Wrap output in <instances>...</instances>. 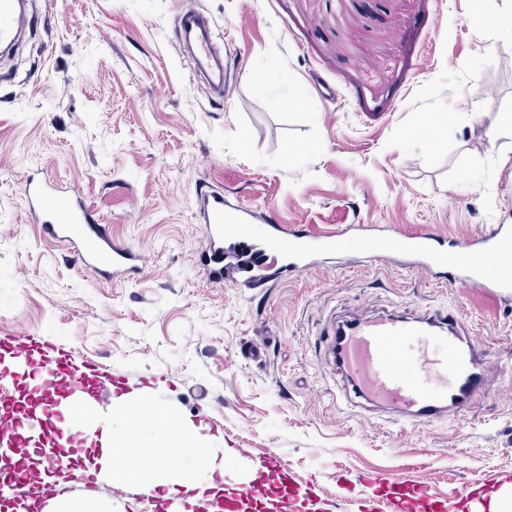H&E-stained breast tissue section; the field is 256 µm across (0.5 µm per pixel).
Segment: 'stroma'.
<instances>
[{
    "instance_id": "obj_1",
    "label": "stroma",
    "mask_w": 512,
    "mask_h": 512,
    "mask_svg": "<svg viewBox=\"0 0 512 512\" xmlns=\"http://www.w3.org/2000/svg\"><path fill=\"white\" fill-rule=\"evenodd\" d=\"M189 9L236 52L228 97L175 49ZM29 12L20 46L0 54V339L55 343L206 425L225 492L274 454L325 499L406 473L441 498L485 481L448 512H490L512 484V298L340 256L259 288L215 285L195 201L206 185L316 234L386 224L465 241L512 225V133L485 134L512 108V0H491L488 24L471 0H29ZM282 73L306 88L305 110L259 91ZM437 109L436 144L409 136ZM36 169L144 253L138 277L102 279L33 224L22 181ZM448 308L492 348L475 407L414 427L346 403L327 326ZM67 485L112 512L157 505L73 470Z\"/></svg>"
}]
</instances>
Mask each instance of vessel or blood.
<instances>
[{
  "label": "vessel or blood",
  "instance_id": "1",
  "mask_svg": "<svg viewBox=\"0 0 512 512\" xmlns=\"http://www.w3.org/2000/svg\"><path fill=\"white\" fill-rule=\"evenodd\" d=\"M30 24L24 0H0L1 47L11 48ZM181 29L192 62L205 71L211 90L224 94L230 49L216 38L203 13L185 14ZM23 198L35 223L50 238L68 244L82 267L108 279H132L141 273V252L113 239L107 225L98 223L81 199L35 175L25 179ZM198 222L207 241L201 263L216 284L252 288L265 282L269 270L281 275L309 271L317 267L321 254L336 246L335 236L286 228L214 189L198 195ZM357 232L373 242L380 256H400L407 267L419 270H447L452 285L472 286L495 297L512 296V272L492 273L483 265L487 259L512 257L511 224L449 244L432 231L399 237L389 227L362 224ZM327 341L348 402L369 413H398L410 425L470 410L487 386L491 349L468 331L454 309L419 317H354L330 325ZM0 353L24 358L29 371L41 375L46 391L62 386L77 397L104 384L96 368L76 363L71 355L31 336L0 340ZM260 467L259 478L225 495L214 512H266L271 505L277 512H291L295 500L309 496V489L296 484L278 456L265 457ZM383 488L394 500L395 512H446L441 501L405 478L385 482ZM54 491L36 476L11 488L13 496L31 501Z\"/></svg>",
  "mask_w": 512,
  "mask_h": 512
}]
</instances>
